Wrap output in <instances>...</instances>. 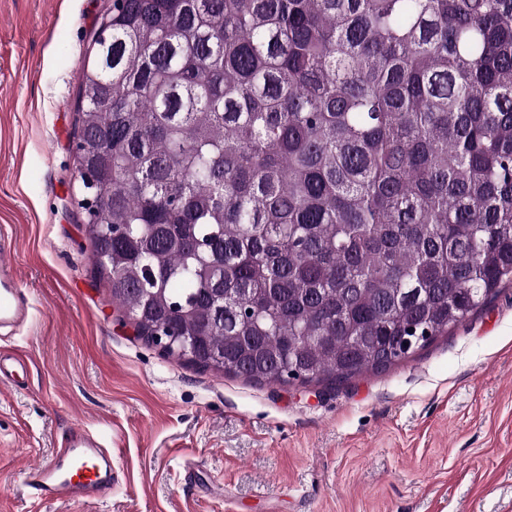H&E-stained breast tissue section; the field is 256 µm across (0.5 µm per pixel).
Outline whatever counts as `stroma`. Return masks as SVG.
<instances>
[{
  "instance_id": "35a3bbf8",
  "label": "stroma",
  "mask_w": 512,
  "mask_h": 512,
  "mask_svg": "<svg viewBox=\"0 0 512 512\" xmlns=\"http://www.w3.org/2000/svg\"><path fill=\"white\" fill-rule=\"evenodd\" d=\"M112 0H0V229L31 303L0 386V512H512V284L447 335L348 381L270 385L139 337L95 273L75 169L86 50ZM80 424L110 496L26 479ZM30 366V358L22 351L0 348V383L17 385L24 379Z\"/></svg>"
}]
</instances>
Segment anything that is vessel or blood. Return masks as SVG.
<instances>
[{"mask_svg": "<svg viewBox=\"0 0 512 512\" xmlns=\"http://www.w3.org/2000/svg\"><path fill=\"white\" fill-rule=\"evenodd\" d=\"M9 246L0 236V331L22 326L30 304L8 261ZM30 359L22 351L0 348V383L18 384ZM38 495L50 500H91L112 492V452L101 438L83 427L70 428L63 437L58 459L28 473Z\"/></svg>", "mask_w": 512, "mask_h": 512, "instance_id": "1", "label": "vessel or blood"}]
</instances>
